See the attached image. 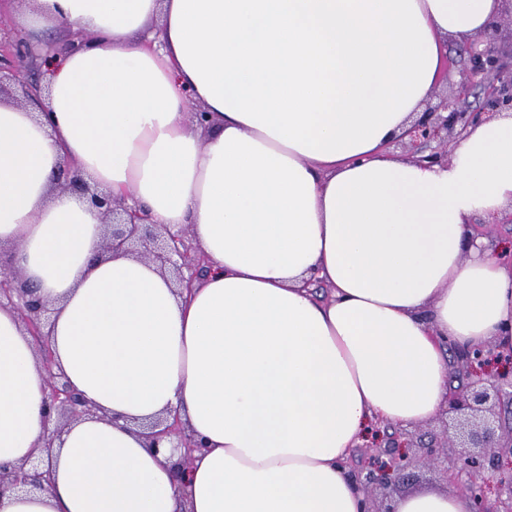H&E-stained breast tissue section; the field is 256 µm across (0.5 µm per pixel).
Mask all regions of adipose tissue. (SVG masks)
<instances>
[{
	"mask_svg": "<svg viewBox=\"0 0 512 512\" xmlns=\"http://www.w3.org/2000/svg\"><path fill=\"white\" fill-rule=\"evenodd\" d=\"M501 0H33L18 24L84 29L54 57L47 116L0 102V245L53 308L49 344L95 409L71 420L47 491L0 512H364L345 461L373 426L438 414L451 356L512 337V266L473 215L512 207V116L448 164L390 154L439 84L449 39ZM204 109L190 122L187 99ZM189 228L209 262L177 293L101 257L63 162ZM46 373L0 308V464L39 454ZM202 443L185 481L139 424ZM395 512H473L432 488Z\"/></svg>",
	"mask_w": 512,
	"mask_h": 512,
	"instance_id": "adipose-tissue-1",
	"label": "adipose tissue"
}]
</instances>
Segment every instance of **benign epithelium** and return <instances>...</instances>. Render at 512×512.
<instances>
[{"instance_id":"benign-epithelium-1","label":"benign epithelium","mask_w":512,"mask_h":512,"mask_svg":"<svg viewBox=\"0 0 512 512\" xmlns=\"http://www.w3.org/2000/svg\"><path fill=\"white\" fill-rule=\"evenodd\" d=\"M58 54V49L45 44L35 50L26 39L18 37L9 42L0 41V101L22 106H35L44 111L39 76L42 67ZM469 66L461 76V90L467 94L478 87L484 96L483 111L466 112L454 101L446 99L427 109L406 132L405 137L393 142L406 154L413 156L429 151L432 163L448 162V152L466 130L481 118H490L504 111L512 112V52L501 53L477 37L469 50ZM56 189L69 192L95 208L105 224V255H132L144 258L162 272L182 284L194 277L183 276V269L195 267L183 239L177 235L146 223L136 209L112 197V193L84 178L68 164L56 177ZM12 306L19 312L26 330L40 343L39 355L48 377L46 409L59 421L47 434L41 448L42 456L27 458L21 464L0 466V493L6 490L32 491L47 489L49 471H40L44 457L51 453L53 443L68 422L77 416L93 412L90 406L68 384L64 373L56 369L53 353L48 344L45 325L48 312L45 302L35 290L23 281L22 274L11 264L0 263V307ZM460 369L471 382L464 391H452L438 417L444 442L423 445L426 464L439 463V449L453 442L448 429H453L459 439L461 451L447 464L456 472L490 474L498 495H507L506 512H512V426L499 421L497 407L504 397L512 399V370L490 373L486 367L493 361L509 364L512 352L504 354L494 345L478 349L474 354L459 355ZM144 437L149 448H159L162 442L171 443L179 452L174 463L178 473L186 476L192 452L197 445L186 434L178 417L159 419L144 426ZM373 453L369 458V482L379 487L385 499L393 498L402 472L409 466L408 449L414 447L413 435L404 430L389 436L371 439Z\"/></svg>"}]
</instances>
